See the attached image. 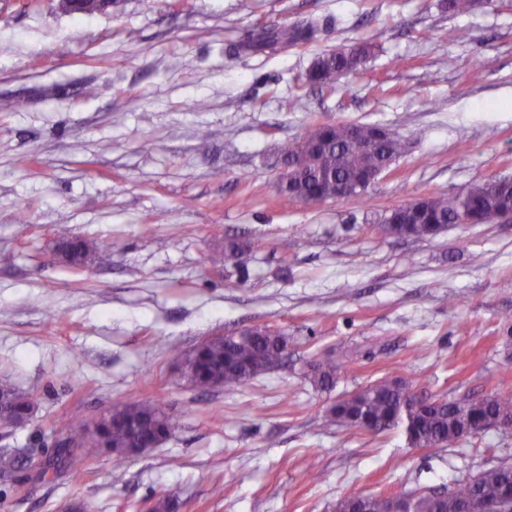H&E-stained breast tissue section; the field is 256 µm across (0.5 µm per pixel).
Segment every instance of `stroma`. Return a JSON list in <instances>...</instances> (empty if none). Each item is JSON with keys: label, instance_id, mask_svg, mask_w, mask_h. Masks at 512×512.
Segmentation results:
<instances>
[{"label": "stroma", "instance_id": "35a3bbf8", "mask_svg": "<svg viewBox=\"0 0 512 512\" xmlns=\"http://www.w3.org/2000/svg\"><path fill=\"white\" fill-rule=\"evenodd\" d=\"M446 2L121 0L83 16L0 0V387L35 407L0 432V448L27 453L0 481V512H142L166 495L178 512H335L349 491L445 492L512 465V433L495 429L430 450L399 427L323 422L384 377L428 398L512 393V223L415 239L380 221L512 177V0L460 15ZM305 20L321 26L307 43L229 52ZM363 42L371 55L335 90L297 84ZM484 58L493 68L473 80ZM337 122L409 147L361 200L284 196L283 144ZM61 227L109 257L64 263ZM229 237L249 240L246 269L213 263ZM253 326L287 336L288 358L235 393L193 390L168 357ZM324 360L329 390L310 378ZM145 401L174 418L162 445L81 449L40 474L77 422Z\"/></svg>", "mask_w": 512, "mask_h": 512}]
</instances>
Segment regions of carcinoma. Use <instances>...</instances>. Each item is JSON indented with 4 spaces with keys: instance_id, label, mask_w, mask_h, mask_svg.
Masks as SVG:
<instances>
[{
    "instance_id": "obj_1",
    "label": "carcinoma",
    "mask_w": 512,
    "mask_h": 512,
    "mask_svg": "<svg viewBox=\"0 0 512 512\" xmlns=\"http://www.w3.org/2000/svg\"><path fill=\"white\" fill-rule=\"evenodd\" d=\"M320 29L317 22H306L291 29L264 28L248 34L238 49L262 52L279 45L309 41ZM370 54V47L338 49L319 57L306 76L310 83L332 88L345 73L359 69ZM370 124L336 123L313 125L298 141L287 143L282 154L295 159L297 168L294 189L282 188L293 197L309 198L334 195L336 185L349 187L348 199L359 200L365 191L358 188L361 178L396 161L406 150V143L392 132L373 141ZM472 214L480 211L512 210V187L498 177H489L467 190L448 197L426 199L418 206L404 208L410 221L411 237H435L456 223L460 209ZM66 260L82 265L89 253L100 258L109 256V246L94 247L82 239L58 229ZM249 243L232 237L224 242V259L237 265L247 264ZM288 339L278 332L255 330L238 335L234 332L212 336L194 359L178 349L171 350L176 363L190 366L187 380L204 392L212 387L214 378L224 379V391L233 392L255 376L271 370L287 358ZM313 381L324 390L336 382V366L329 362L313 366ZM512 417V395H471L448 400L435 398L424 406L411 386L401 378L377 380L355 394L353 398L334 404L324 417L327 423H337L347 429L380 434L402 427L408 443L415 448H447L467 436L485 431L482 422L490 417ZM29 418V398L10 388H0V423L18 426ZM174 427L173 418L152 402L115 408L106 414L101 431L88 434L81 423L66 433L65 441L75 448H105L119 457L132 454L138 441L167 440ZM26 459L21 448H0V479L13 477L18 465ZM512 482V466L501 465L485 470L470 480L461 481L446 493L409 494L415 512H464L467 506L491 503L499 499L504 486ZM362 501L365 512H388L387 498L374 493L347 492L336 502V512H349L352 504Z\"/></svg>"
}]
</instances>
